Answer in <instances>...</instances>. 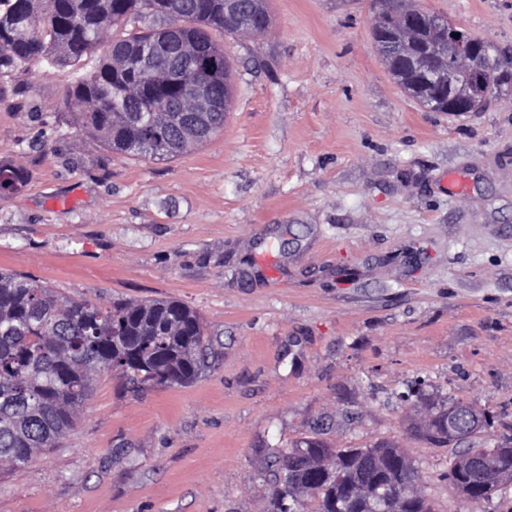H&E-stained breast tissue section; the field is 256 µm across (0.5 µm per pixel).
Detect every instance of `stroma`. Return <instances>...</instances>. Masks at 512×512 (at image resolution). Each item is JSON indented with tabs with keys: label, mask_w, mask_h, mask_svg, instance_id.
Instances as JSON below:
<instances>
[{
	"label": "stroma",
	"mask_w": 512,
	"mask_h": 512,
	"mask_svg": "<svg viewBox=\"0 0 512 512\" xmlns=\"http://www.w3.org/2000/svg\"><path fill=\"white\" fill-rule=\"evenodd\" d=\"M512 73V0H419ZM262 36L218 33L233 70L222 131L180 156L112 153L68 104L70 68L0 73V272L75 300L182 301L213 337L193 383L97 373L73 427L0 462V512H264L263 461L318 433L399 444L434 512L474 506L452 447L417 430L435 402L512 438V84L479 112H428L372 40V0H269ZM464 190L452 192L449 177Z\"/></svg>",
	"instance_id": "35a3bbf8"
}]
</instances>
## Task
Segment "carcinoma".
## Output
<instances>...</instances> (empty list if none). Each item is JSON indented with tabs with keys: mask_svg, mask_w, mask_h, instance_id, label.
Listing matches in <instances>:
<instances>
[{
	"mask_svg": "<svg viewBox=\"0 0 512 512\" xmlns=\"http://www.w3.org/2000/svg\"><path fill=\"white\" fill-rule=\"evenodd\" d=\"M255 35L273 17L268 0L247 4ZM150 16L170 28L160 39L133 23ZM230 18L224 0H0V72L40 65L68 66L66 98L81 110L82 127L114 153L174 158L224 128L233 99L232 67L213 32ZM117 32L106 52L97 48ZM196 47L207 68L185 76L169 72L173 46ZM428 32L404 55L379 51L402 90L421 106L448 111L447 64H433ZM210 87L211 112H194L197 81ZM175 109L169 122L154 119L159 107ZM19 176L0 168V195L16 190ZM211 339L200 316L178 300L114 302L103 308L75 301L31 279L0 273V460L21 466L37 448H52L91 393L101 368L120 371L137 387L183 385L207 367ZM434 407L426 438L452 445L443 409ZM455 454L446 477L464 498L487 501L483 489ZM487 461L512 470V441L497 442ZM263 471L273 477L264 512H432L418 489L422 476L399 447L379 443L333 448L304 437L277 452Z\"/></svg>",
	"mask_w": 512,
	"mask_h": 512,
	"instance_id": "carcinoma-1",
	"label": "carcinoma"
}]
</instances>
